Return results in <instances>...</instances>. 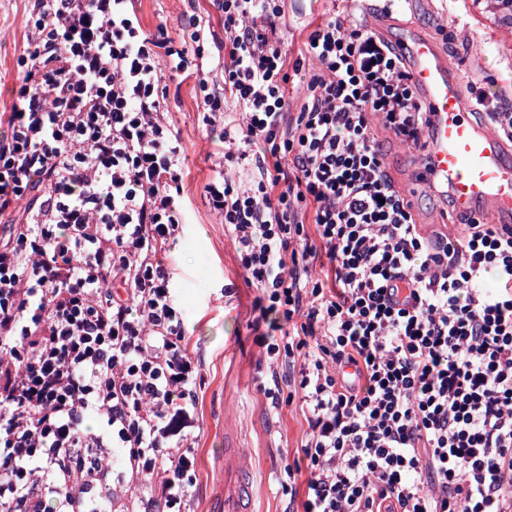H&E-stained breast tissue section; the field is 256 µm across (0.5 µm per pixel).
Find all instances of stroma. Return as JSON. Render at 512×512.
Listing matches in <instances>:
<instances>
[{"instance_id": "stroma-1", "label": "stroma", "mask_w": 512, "mask_h": 512, "mask_svg": "<svg viewBox=\"0 0 512 512\" xmlns=\"http://www.w3.org/2000/svg\"><path fill=\"white\" fill-rule=\"evenodd\" d=\"M28 0H0V113L9 111L21 73L17 60L26 46ZM150 36L179 42L191 16L207 18L215 33L223 21L209 0H136ZM334 0H288V62L300 58L313 19L333 13ZM384 37L396 40L413 20L433 35L456 66L466 92L483 90L512 104V25L491 0H434L419 15L398 13ZM168 119L184 152L182 199L185 231L170 247L176 267L173 287L184 321L185 343L200 361L197 380L196 459L192 512H209L224 490V451L236 448L256 479L254 512H289L277 478L301 454L308 425L300 402L273 408L260 386L269 379L258 338L251 288L237 262L224 223L210 209L204 187L213 174L212 155L221 148L218 131L202 121L194 79L168 84Z\"/></svg>"}]
</instances>
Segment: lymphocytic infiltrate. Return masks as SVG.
<instances>
[{
  "label": "lymphocytic infiltrate",
  "mask_w": 512,
  "mask_h": 512,
  "mask_svg": "<svg viewBox=\"0 0 512 512\" xmlns=\"http://www.w3.org/2000/svg\"><path fill=\"white\" fill-rule=\"evenodd\" d=\"M28 2L0 114V512H189L199 363L164 259L185 73L224 128L206 196L288 325L260 339L308 423L282 489L305 476L301 512H512V226L418 223L382 136L420 147L431 118L394 44L343 10L313 25L307 73L286 66L288 0H213L211 57L199 17L176 46L133 0Z\"/></svg>",
  "instance_id": "f902f5d3"
}]
</instances>
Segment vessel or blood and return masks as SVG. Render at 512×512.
<instances>
[{
	"label": "vessel or blood",
	"instance_id": "b4317fda",
	"mask_svg": "<svg viewBox=\"0 0 512 512\" xmlns=\"http://www.w3.org/2000/svg\"><path fill=\"white\" fill-rule=\"evenodd\" d=\"M399 50L432 120L409 190L428 187L449 196L454 216L511 224L512 148L494 128L471 119L459 74L439 42L413 28ZM251 498L252 480L237 449H225L224 497L217 512H251Z\"/></svg>",
	"mask_w": 512,
	"mask_h": 512
}]
</instances>
